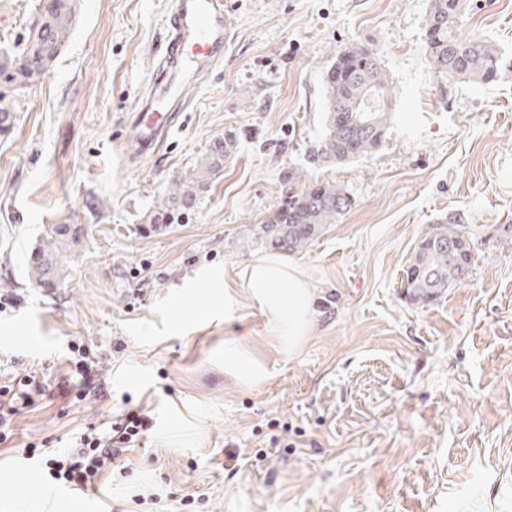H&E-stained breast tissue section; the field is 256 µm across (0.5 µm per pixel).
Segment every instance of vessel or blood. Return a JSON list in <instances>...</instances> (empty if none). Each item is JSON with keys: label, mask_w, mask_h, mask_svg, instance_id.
<instances>
[{"label": "vessel or blood", "mask_w": 512, "mask_h": 512, "mask_svg": "<svg viewBox=\"0 0 512 512\" xmlns=\"http://www.w3.org/2000/svg\"><path fill=\"white\" fill-rule=\"evenodd\" d=\"M230 40L224 0H173L165 50L158 63L160 76L135 107L131 133L124 140L126 154L160 151L179 112L187 108L186 90L223 61Z\"/></svg>", "instance_id": "b4317fda"}]
</instances>
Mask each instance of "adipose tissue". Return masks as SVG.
<instances>
[{
    "instance_id": "obj_1",
    "label": "adipose tissue",
    "mask_w": 512,
    "mask_h": 512,
    "mask_svg": "<svg viewBox=\"0 0 512 512\" xmlns=\"http://www.w3.org/2000/svg\"><path fill=\"white\" fill-rule=\"evenodd\" d=\"M245 285L283 330L289 345L304 336L312 311L314 289L296 265L268 258L250 263L244 273Z\"/></svg>"
}]
</instances>
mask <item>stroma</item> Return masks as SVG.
Wrapping results in <instances>:
<instances>
[{"label":"stroma","instance_id":"1","mask_svg":"<svg viewBox=\"0 0 512 512\" xmlns=\"http://www.w3.org/2000/svg\"><path fill=\"white\" fill-rule=\"evenodd\" d=\"M224 62L189 93L165 147L129 160L121 142L165 48L172 0H80L53 68L23 90L0 84V384L41 368L48 390L0 443V512H137L141 487L208 512H512V71L440 84L426 62L430 0H226ZM46 0H0V59L27 39ZM462 31L512 62V0H477ZM352 43L372 47L392 87L378 151L311 166L322 73ZM235 157L198 205L151 229L172 182L225 131ZM333 181L352 204L291 255L314 287L305 336L289 348L253 300L249 230L286 176ZM473 245L465 279L428 307L400 281L432 224ZM81 227L67 283L32 286V246ZM82 343L106 393L66 403L60 374ZM251 360L262 376L225 369ZM150 410L126 476L79 491L42 475L50 452L120 413ZM289 445L272 452L270 438Z\"/></svg>","mask_w":512,"mask_h":512}]
</instances>
